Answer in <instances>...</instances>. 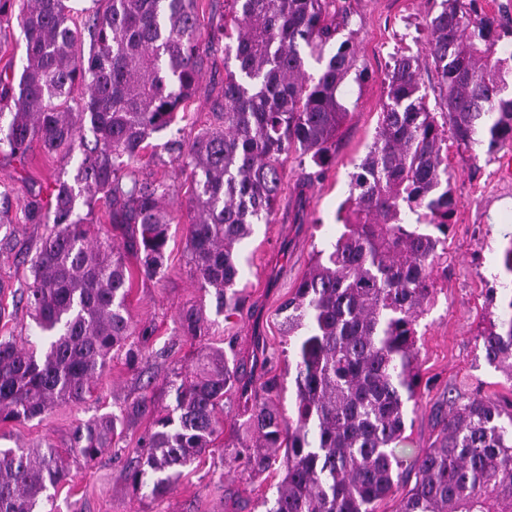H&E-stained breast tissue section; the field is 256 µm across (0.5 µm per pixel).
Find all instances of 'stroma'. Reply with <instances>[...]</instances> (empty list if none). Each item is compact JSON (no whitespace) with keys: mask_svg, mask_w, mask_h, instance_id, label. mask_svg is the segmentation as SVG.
Listing matches in <instances>:
<instances>
[{"mask_svg":"<svg viewBox=\"0 0 512 512\" xmlns=\"http://www.w3.org/2000/svg\"><path fill=\"white\" fill-rule=\"evenodd\" d=\"M202 6L207 57L201 88L188 102L184 120L153 135L152 144L160 147L174 137L193 140L218 122L224 87V0H202ZM353 6L360 26L359 61L369 76L343 89L349 114L324 175H316L296 153L284 158L282 189L271 221L254 225L240 247L244 307L228 317L218 315L211 297L200 288L185 233L192 197L190 170L161 152L147 171L171 188L168 208L175 220L169 230L167 272L158 281L135 280L129 298L133 322L155 329L157 357L141 370L115 357L93 399L56 407L40 420L0 425V448L46 440L63 448L78 421L115 411L141 394L153 395L159 406L169 405L167 378L173 370H190L196 355L195 346L177 336L176 314L194 305L207 317L203 344L233 349L244 381L224 400V430L215 452L184 467L179 482L164 497L143 496L125 482L147 428L143 422L133 424L95 463L72 465L68 480L55 492L53 512H262L261 501L275 497L285 475L283 460L257 476L232 465L240 445L258 443L244 426L247 409L259 384L275 376L281 383L275 403L284 415L292 413L295 394L280 306L304 277L315 251L329 249L343 229L339 207L356 165L374 140L386 99V66L395 52L424 53L418 28L432 0H353ZM448 166L454 174L457 213L433 269L432 301L418 326L422 384L415 406L408 409L406 439L396 450L407 467L434 444L449 399L461 394L512 401V380L480 357V334L488 319L506 318L505 290L512 288V274L504 267L505 250L512 244V146L475 157L452 149ZM64 168L60 157L38 150L24 166L0 157V191L8 192L12 201L15 238L13 250L0 253V283L5 286L0 292V336L34 342L40 334L20 290L29 275L27 253L48 227L25 223L23 210L29 188L48 185Z\"/></svg>","mask_w":512,"mask_h":512,"instance_id":"stroma-1","label":"stroma"}]
</instances>
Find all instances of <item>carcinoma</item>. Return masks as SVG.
<instances>
[{"instance_id":"obj_1","label":"carcinoma","mask_w":512,"mask_h":512,"mask_svg":"<svg viewBox=\"0 0 512 512\" xmlns=\"http://www.w3.org/2000/svg\"><path fill=\"white\" fill-rule=\"evenodd\" d=\"M221 124L192 141L168 142L190 169L188 249L215 309L244 303L238 248L267 221L291 151L323 171L348 115L341 89L362 82L351 0H225ZM17 18L26 46L19 75L0 73V153L25 165L38 148L78 163L69 179L29 192L28 224H49L31 259L23 299L47 346L0 338V424L43 418L92 395L112 354L135 367L155 329L133 324V277L161 279L172 218L169 185L142 176L153 134L174 122L200 87V0H0V24ZM421 33L426 55L399 54L385 76L387 100L342 205L344 231L315 253L282 305L294 351L293 416L273 404L270 378L244 422L263 447L285 449V476L266 512H375L409 480L395 448L420 382L417 327L435 284L434 262L456 201L448 142L487 154L512 145V54L498 55L512 29L483 0H440ZM234 60L235 66L229 65ZM433 69L437 111L420 72ZM123 227L115 246L94 222L99 201ZM87 208L79 213L78 206ZM135 258L130 266L127 256ZM203 310L179 312L193 341ZM484 358L512 376V315L481 332ZM241 382L236 360L201 347L189 373L166 382L175 405L147 395L75 425L66 451L50 442L0 448V512H45L67 481L70 457L87 464L145 419L140 454L126 474L157 498L223 432L224 396ZM273 456L242 445L250 473ZM396 512H512V404L472 396L455 406Z\"/></svg>"}]
</instances>
